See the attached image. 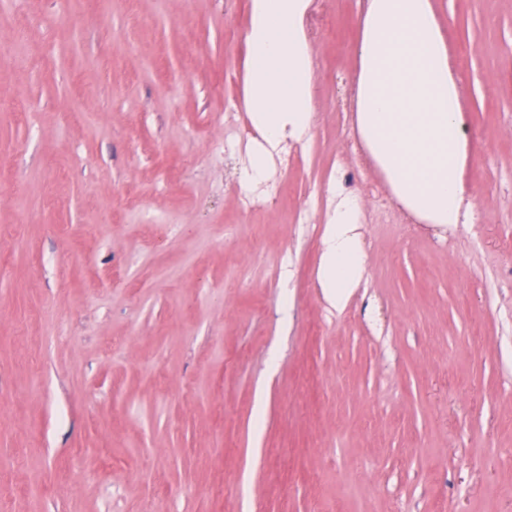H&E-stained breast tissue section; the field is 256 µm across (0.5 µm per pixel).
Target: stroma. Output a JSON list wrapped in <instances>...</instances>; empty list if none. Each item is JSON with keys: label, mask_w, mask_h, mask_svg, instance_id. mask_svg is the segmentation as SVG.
Segmentation results:
<instances>
[{"label": "stroma", "mask_w": 512, "mask_h": 512, "mask_svg": "<svg viewBox=\"0 0 512 512\" xmlns=\"http://www.w3.org/2000/svg\"><path fill=\"white\" fill-rule=\"evenodd\" d=\"M436 7L469 140L447 228L348 107L365 0L306 18L314 124L271 179L308 224L243 209L224 147L247 0H0V512H512V0ZM333 180L364 205L340 309ZM329 194L333 207L327 210L319 279L328 300L339 308L346 303L350 289L358 285L365 263L358 233L362 204L357 196L343 193L337 185L329 188Z\"/></svg>", "instance_id": "obj_1"}]
</instances>
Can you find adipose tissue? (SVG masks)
<instances>
[{"mask_svg":"<svg viewBox=\"0 0 512 512\" xmlns=\"http://www.w3.org/2000/svg\"><path fill=\"white\" fill-rule=\"evenodd\" d=\"M311 2L249 0L243 107L264 142L246 154L243 185L266 180L272 150L284 139L309 137ZM357 53V124L372 160L410 212L443 227L461 223L465 119L434 0H367ZM329 194L319 279L341 307L365 263L362 204L337 188Z\"/></svg>","mask_w":512,"mask_h":512,"instance_id":"obj_1","label":"adipose tissue"}]
</instances>
